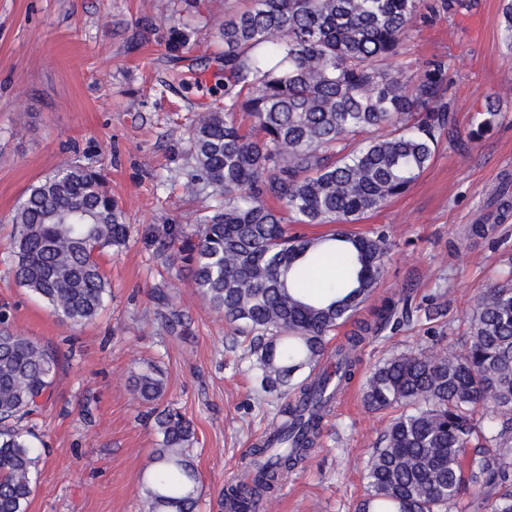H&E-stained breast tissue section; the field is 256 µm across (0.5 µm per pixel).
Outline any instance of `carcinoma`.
<instances>
[{"label": "carcinoma", "instance_id": "obj_1", "mask_svg": "<svg viewBox=\"0 0 512 512\" xmlns=\"http://www.w3.org/2000/svg\"><path fill=\"white\" fill-rule=\"evenodd\" d=\"M422 0H248L224 21V109L188 125L191 161L184 189L215 204L190 235L172 228L166 261L179 264L209 308L250 337L259 389L295 399L280 426L252 452L254 487H230L224 500L248 512L305 460L336 396L355 376L357 350L396 316L387 300L336 350L335 375H303L327 338L373 292L389 250L383 235L349 229L408 191L433 160L442 135L456 133L447 93L448 59L419 71L383 63L402 54ZM197 31L171 26L178 52ZM242 112L245 128L231 115ZM493 107L477 113L467 137L499 124ZM8 262L16 284L62 319L81 325L104 308L109 283L99 259L119 252L131 233L102 169L65 164L31 185L11 216ZM330 224L319 237L289 234L288 224ZM334 259L345 288H306L301 269ZM59 365L58 351L14 330L0 312V512H27L40 453L23 421L41 408ZM134 389L146 402L164 393L150 368ZM365 404L393 409L366 468L358 512H448L466 490L486 495L490 512H512V284L490 285L469 318L458 351L435 342L378 365ZM160 437L142 488L145 512H196L199 478L192 422L167 407L155 415Z\"/></svg>", "mask_w": 512, "mask_h": 512}]
</instances>
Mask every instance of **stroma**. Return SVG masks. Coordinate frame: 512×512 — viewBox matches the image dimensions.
I'll list each match as a JSON object with an SVG mask.
<instances>
[{
    "label": "stroma",
    "mask_w": 512,
    "mask_h": 512,
    "mask_svg": "<svg viewBox=\"0 0 512 512\" xmlns=\"http://www.w3.org/2000/svg\"><path fill=\"white\" fill-rule=\"evenodd\" d=\"M512 0H472L468 9L420 25L391 67L416 72L448 56V100L459 134L495 103L504 119L478 142L441 138L419 180L354 231L384 232L391 249L368 298L407 299L412 314L367 337L360 365L317 446L274 495L273 512H356L368 492L366 465L392 417L369 410L362 389L391 355L442 334L456 350L483 291L512 268V216L492 204L512 176V45L504 9ZM244 0H0V309L13 328L63 356L52 397L33 417L46 446L32 474L28 512H142V486L159 440L152 408H178L195 428L199 512H225L224 487L245 470L255 442L276 423L278 393L258 391L247 343L168 265L160 246L171 225L193 232L206 196L181 184L188 170L186 122L224 102L220 23ZM153 24L144 31L143 21ZM199 31L171 54L170 26ZM105 169L133 226L101 263L105 308L74 326L19 287L7 260L10 219L31 184L67 162ZM473 224L492 225L484 238ZM160 369L165 392L137 398L134 377Z\"/></svg>",
    "instance_id": "obj_1"
}]
</instances>
